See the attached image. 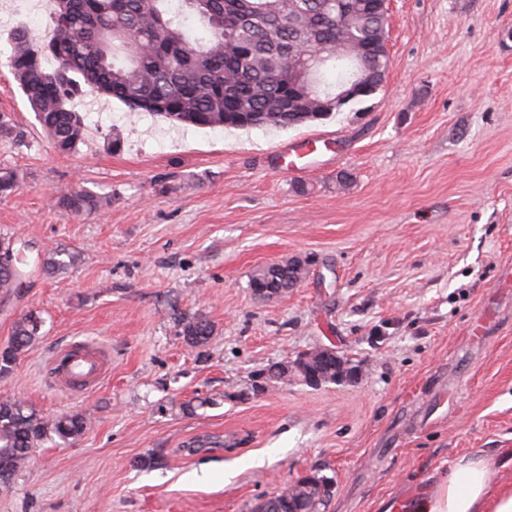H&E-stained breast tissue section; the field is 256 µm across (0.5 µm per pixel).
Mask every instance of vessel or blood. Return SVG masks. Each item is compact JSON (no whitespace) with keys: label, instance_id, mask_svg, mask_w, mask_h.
<instances>
[{"label":"vessel or blood","instance_id":"obj_1","mask_svg":"<svg viewBox=\"0 0 512 512\" xmlns=\"http://www.w3.org/2000/svg\"><path fill=\"white\" fill-rule=\"evenodd\" d=\"M108 369L105 352L89 341L71 342L61 347L52 363V378L65 391L93 390Z\"/></svg>","mask_w":512,"mask_h":512}]
</instances>
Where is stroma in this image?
I'll use <instances>...</instances> for the list:
<instances>
[{
    "mask_svg": "<svg viewBox=\"0 0 512 512\" xmlns=\"http://www.w3.org/2000/svg\"><path fill=\"white\" fill-rule=\"evenodd\" d=\"M17 25L0 11V117L21 133L0 139L19 175L0 233L22 272L0 347L23 314L40 331L0 399L86 427L34 448L0 512H254L304 475L333 483L325 512H393L464 456L512 483V0H389L384 84L328 118L201 128L78 97L67 153L7 65ZM326 134L311 172L275 156ZM81 189L108 206L52 205ZM52 252L66 270L44 271ZM285 259L306 277L254 299L250 277ZM195 315L213 325L199 348L178 326ZM74 340L109 358L84 395L46 371ZM323 347L360 378L267 382Z\"/></svg>",
    "mask_w": 512,
    "mask_h": 512,
    "instance_id": "obj_1",
    "label": "stroma"
}]
</instances>
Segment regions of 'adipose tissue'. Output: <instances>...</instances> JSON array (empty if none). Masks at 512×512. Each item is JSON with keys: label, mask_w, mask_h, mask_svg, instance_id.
I'll return each mask as SVG.
<instances>
[{"label": "adipose tissue", "mask_w": 512, "mask_h": 512, "mask_svg": "<svg viewBox=\"0 0 512 512\" xmlns=\"http://www.w3.org/2000/svg\"><path fill=\"white\" fill-rule=\"evenodd\" d=\"M412 512H512V486L497 480L486 459L465 456Z\"/></svg>", "instance_id": "ef3b65f1"}]
</instances>
